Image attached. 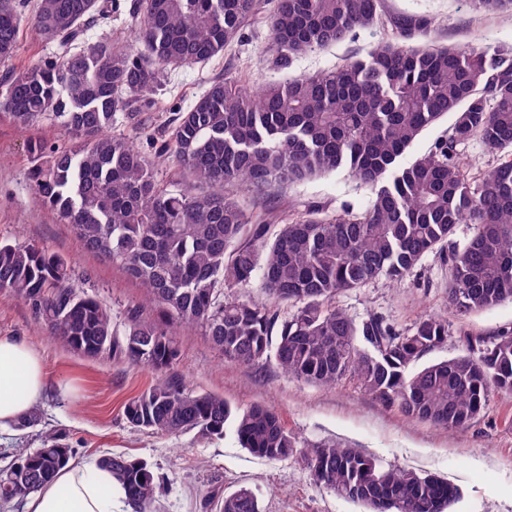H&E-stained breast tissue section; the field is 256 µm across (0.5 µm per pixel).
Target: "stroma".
<instances>
[{"label":"stroma","instance_id":"obj_1","mask_svg":"<svg viewBox=\"0 0 512 512\" xmlns=\"http://www.w3.org/2000/svg\"><path fill=\"white\" fill-rule=\"evenodd\" d=\"M26 20L10 66L22 71L58 55L55 44L41 40L32 19L35 0H23ZM137 0H116L112 17L92 29L89 41L107 37L128 44ZM263 11L242 29L223 53L203 64L173 72L154 92L117 115L114 136L132 142L153 165L158 180L181 187L170 161L157 154L169 140L173 113L186 110L210 81L237 78L252 88L327 71L345 57H365L390 37L391 18L412 16L434 21L433 39L443 44L476 42L504 53L512 51V11L486 14L471 0H383L386 24L359 30L338 45L316 49L284 63L268 52L270 31ZM71 144L56 123L40 122L23 130L0 112V239L36 245L64 256L78 291L96 298L122 326L131 310L142 319L163 323L156 306L142 303V290L119 266L89 254L70 227L60 222L33 189L28 146L34 141ZM370 194L355 180L336 172L277 186L260 200L243 194L255 223L285 224L311 208L333 216L362 211ZM450 270L440 252L427 254L402 279L373 280L337 295L336 304L352 319L382 317L403 331L421 316L448 314ZM179 349L174 366L190 388L223 396L232 406L263 404L274 409L296 437L300 451L285 459L254 456L238 442L233 428L223 436L202 439L153 434L130 426L126 403L156 379L151 369L109 357L89 359L55 340L34 318L29 306L0 291V335L25 338L43 352L51 377L31 427L0 428V470L17 459L20 449L40 447L44 433L61 436L75 458L124 454L147 461L162 484L155 512H218L216 498L250 489L263 512H363L360 505L317 485L303 451L318 443H339L371 455L385 469L408 468L446 478L459 491L452 512H512V393L493 394L480 417L462 431H447L405 418L379 405L352 382L333 388L307 384L279 369H250L225 360L201 330L171 325Z\"/></svg>","mask_w":512,"mask_h":512}]
</instances>
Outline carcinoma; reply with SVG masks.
<instances>
[{"instance_id": "cac0c4a2", "label": "carcinoma", "mask_w": 512, "mask_h": 512, "mask_svg": "<svg viewBox=\"0 0 512 512\" xmlns=\"http://www.w3.org/2000/svg\"><path fill=\"white\" fill-rule=\"evenodd\" d=\"M493 13L512 0H472ZM258 0H138L135 44L85 43L90 24L111 18L113 0H36L33 25L61 56L0 79V110L20 127L60 123L82 147L30 144L35 190L70 225L86 252L120 266L147 301L199 327L224 358L245 367L275 363L309 384L356 383L406 418L451 431L478 418L496 392H512V328L489 340L465 330L466 318L512 302V55L477 44H407L429 29L392 20L396 41L336 68L271 82L259 95L235 79H216L174 119L159 148L203 188L192 194L158 182L146 156L111 134L117 114L158 86L166 69L202 64L224 51L259 11ZM382 0H275L272 50L290 60L344 42L382 19ZM23 16L0 0V63L17 51ZM455 115L448 138L408 167L401 155L428 126ZM478 138L499 154L470 179L457 146ZM344 172L370 191L368 206L332 218L314 209L289 224H255L224 193L264 190ZM475 224L463 247L455 226ZM446 250L449 314L460 352L417 367L447 342L448 320L427 315L405 332L371 316L357 323L336 296L380 277L397 280L428 253ZM260 277L270 305L229 294ZM0 290L31 306L49 335L90 359L114 357L158 373L124 407L129 424L176 436H221L231 425L251 454L280 459L296 439L271 408L238 410L223 396L196 391L173 371L178 348L168 330L112 312L70 283L60 254L0 241ZM70 449L56 436L0 472V504L51 482ZM314 480L364 512H449L456 487L411 469H381L348 445L319 444L304 455ZM102 463L135 512H150L160 485L147 463L124 455ZM219 512H261L241 488Z\"/></svg>"}]
</instances>
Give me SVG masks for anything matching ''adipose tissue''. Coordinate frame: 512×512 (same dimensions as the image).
<instances>
[{"instance_id": "obj_1", "label": "adipose tissue", "mask_w": 512, "mask_h": 512, "mask_svg": "<svg viewBox=\"0 0 512 512\" xmlns=\"http://www.w3.org/2000/svg\"><path fill=\"white\" fill-rule=\"evenodd\" d=\"M48 384L42 353L24 339L0 336V427L32 414ZM117 486L111 470L97 458L73 459L54 481L28 495L24 512H115Z\"/></svg>"}]
</instances>
